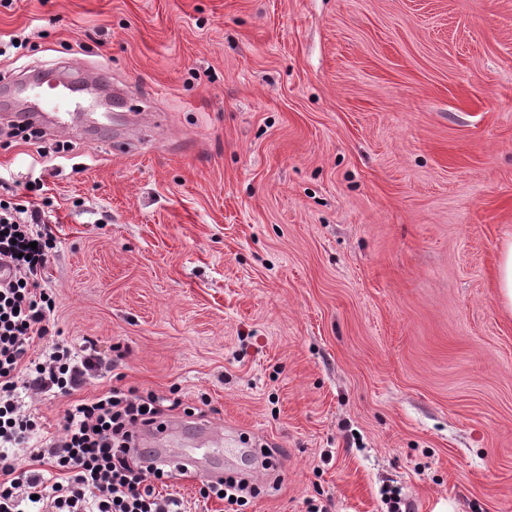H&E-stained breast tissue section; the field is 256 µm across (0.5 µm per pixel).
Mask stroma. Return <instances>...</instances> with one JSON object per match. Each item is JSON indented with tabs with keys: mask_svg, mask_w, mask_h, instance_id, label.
<instances>
[{
	"mask_svg": "<svg viewBox=\"0 0 512 512\" xmlns=\"http://www.w3.org/2000/svg\"><path fill=\"white\" fill-rule=\"evenodd\" d=\"M0 47V199L40 184L53 331L112 353L74 397L223 427L243 512H512V0H0ZM52 69L129 97L18 131ZM497 288L498 299L503 312L512 317V238L506 239L500 250Z\"/></svg>",
	"mask_w": 512,
	"mask_h": 512,
	"instance_id": "stroma-1",
	"label": "stroma"
}]
</instances>
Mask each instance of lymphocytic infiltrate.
I'll list each match as a JSON object with an SVG mask.
<instances>
[{
    "mask_svg": "<svg viewBox=\"0 0 512 512\" xmlns=\"http://www.w3.org/2000/svg\"><path fill=\"white\" fill-rule=\"evenodd\" d=\"M53 239L29 194L0 205V266L9 270L0 284V512H185L182 499L157 489L169 477L163 464L133 453L138 432L165 414L164 397L115 386L72 400L53 436L29 409L30 398L71 397L112 369L95 342L74 347L51 334L44 269ZM22 454L32 467L21 472Z\"/></svg>",
    "mask_w": 512,
    "mask_h": 512,
    "instance_id": "lymphocytic-infiltrate-1",
    "label": "lymphocytic infiltrate"
}]
</instances>
